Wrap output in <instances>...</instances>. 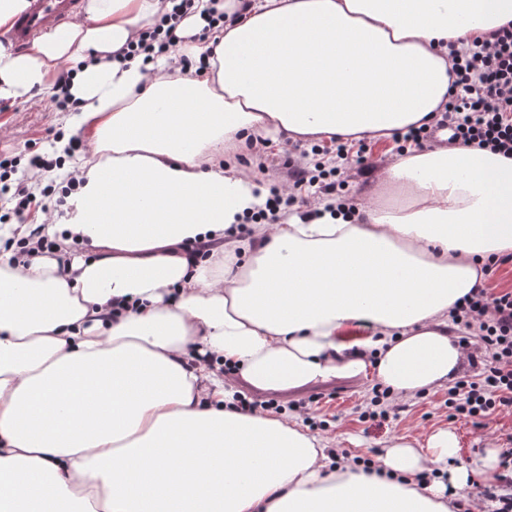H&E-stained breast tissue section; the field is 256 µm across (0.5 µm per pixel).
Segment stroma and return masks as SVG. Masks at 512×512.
Segmentation results:
<instances>
[{"mask_svg":"<svg viewBox=\"0 0 512 512\" xmlns=\"http://www.w3.org/2000/svg\"><path fill=\"white\" fill-rule=\"evenodd\" d=\"M70 118V113L55 109L44 95L5 107L0 111V154L24 159L47 150V129L66 130ZM372 385L369 378L337 379L295 391L294 396H315L311 418L328 421L327 437L335 439L337 447L353 457L372 459L392 438L447 428L458 437L457 463L468 465L486 449L502 448L512 436V408L502 410L484 424L473 418L450 416L444 404L448 397L444 385L404 400L398 415L383 424L362 421L360 414Z\"/></svg>","mask_w":512,"mask_h":512,"instance_id":"stroma-1","label":"stroma"}]
</instances>
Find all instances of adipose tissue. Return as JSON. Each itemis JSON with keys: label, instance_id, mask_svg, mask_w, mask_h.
<instances>
[{"label": "adipose tissue", "instance_id": "ef3b65f1", "mask_svg": "<svg viewBox=\"0 0 512 512\" xmlns=\"http://www.w3.org/2000/svg\"><path fill=\"white\" fill-rule=\"evenodd\" d=\"M172 7L83 0L65 28L0 42V100L73 70L88 146L64 215L5 230L40 226L52 251L0 248V512H456L496 481L495 450L456 464L439 429L366 472L333 465L302 415L235 402L368 375L406 399L456 378L448 312L512 254V157L412 148L371 171L360 221L316 200L244 238L227 231L268 186L231 158L433 123L449 44L512 22V0H192L176 51L118 62ZM212 8L226 21L209 28Z\"/></svg>", "mask_w": 512, "mask_h": 512}]
</instances>
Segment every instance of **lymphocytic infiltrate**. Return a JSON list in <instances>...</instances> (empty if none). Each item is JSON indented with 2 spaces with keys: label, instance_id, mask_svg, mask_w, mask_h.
<instances>
[{
  "label": "lymphocytic infiltrate",
  "instance_id": "f902f5d3",
  "mask_svg": "<svg viewBox=\"0 0 512 512\" xmlns=\"http://www.w3.org/2000/svg\"><path fill=\"white\" fill-rule=\"evenodd\" d=\"M179 13L163 15L123 57L129 61L176 45L180 37ZM454 92L434 125L422 126L396 138L398 151L424 147L434 130L449 129V145H468L512 156V28L494 33L492 40L473 39L466 50H450ZM367 143L338 142L326 146L317 142L299 145L309 166L291 170L295 192L289 197L272 193L263 208L252 215L253 222L274 224L282 204H300L309 188L340 197L344 187L342 166L362 161ZM456 327L457 342L469 349L473 375L457 380L448 389L452 415L491 419L501 408L512 407V291L495 292L487 286L472 289L449 312Z\"/></svg>",
  "mask_w": 512,
  "mask_h": 512
}]
</instances>
